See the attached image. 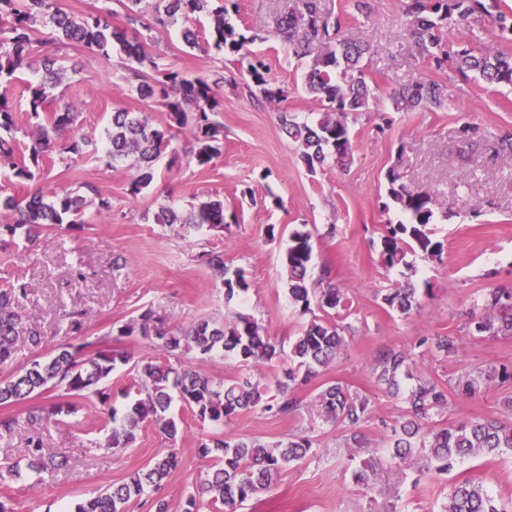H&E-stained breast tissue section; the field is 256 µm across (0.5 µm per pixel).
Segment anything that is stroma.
<instances>
[{"mask_svg":"<svg viewBox=\"0 0 512 512\" xmlns=\"http://www.w3.org/2000/svg\"><path fill=\"white\" fill-rule=\"evenodd\" d=\"M230 21L256 33L270 30L278 16L298 7L299 0H235ZM324 10L342 15L345 33L367 39L372 47L368 71L378 87L370 111L349 115L354 145L344 167L325 165L309 173L282 131L279 110L306 118L319 104L302 88L304 66L289 59L278 39L256 40L250 49L270 69L276 85L285 88V105L253 101L243 91L245 76L232 56L211 47L190 48L182 38L183 24L146 37L148 50L160 63L188 77L223 74V109L214 121L223 127L224 147L205 167L193 160L189 138L176 136L156 165L153 183L137 199L127 194L134 169L108 166L103 157L104 131L114 108L147 113L156 126L168 114L160 100H142L128 65L119 55L104 58L80 45L57 50L70 71L52 90L46 113L70 104L80 118L64 129L52 149L39 159L36 177L13 183L12 193L34 191L52 196L61 190L98 188L112 202L108 213L88 208L82 224L46 232L38 247L27 248L23 234H0V288L25 285L14 304L25 325L42 337L32 347L19 337L10 359L0 362V380L16 376L32 360L58 346L80 339L95 349L126 352L129 364L117 365L109 388L110 405L124 409L126 396L136 393L140 378L136 361L166 360L140 333L118 336L119 327L135 323L144 311L165 317L179 331L211 319L254 316L281 347L278 359L244 369L238 360L214 353L181 355L182 365L196 368L217 382H231L243 371L268 383L291 365L287 356L308 318L291 304L283 282L281 259L288 235L300 225L313 233L312 281L335 283L348 299L336 319L344 326L345 343L336 360L307 384L297 387L301 410L275 416L260 408L241 411L229 424L203 421L180 402L171 412L181 425L169 440L152 424H144L131 447L107 450L109 431L105 405L90 393L77 414L36 424L46 449L69 460V468L36 481L0 477V492L8 493L14 512H60L81 498L126 481L149 461L176 448L181 466L163 484L160 495L170 512H183L185 501L210 467L198 454L202 441L216 435L256 438L274 445L295 435L310 436L315 455L288 465L277 483L243 506L241 512H440L453 482L480 481L496 499H512V454L471 456L445 476L417 478L413 471H396L387 460V427L407 411L402 397L386 392L373 376L379 351L404 348L411 352L418 373L452 388L468 372L512 369V335H480L472 319L483 316L482 295L497 286L512 287V165L495 156L497 140L512 133V89L487 86L480 79L462 78L454 68L429 69L409 34L407 0H372L370 16L354 8V0H320ZM38 69L26 70L9 91L14 102L16 157L28 159L31 134L37 124L27 107V86L39 79ZM428 77L441 83L446 109L399 112L389 97L393 86ZM475 127L473 146H461L458 130ZM82 150L68 152L72 141ZM398 166L403 182L431 193L437 215L430 237L442 246L440 258H425L421 250L407 256L408 267L386 270L380 243L386 225L400 213L387 207L385 174ZM222 199L233 221L224 229L189 233L180 225L159 224L161 205L188 211L202 196ZM205 253L222 255L229 271H243L250 283L246 295L226 300L221 279L202 261ZM412 283L419 306L404 315L383 301L390 288ZM80 332H72V320ZM451 334L460 340L458 353L437 357L426 338ZM341 382L370 401L371 418L361 428L364 445H348L345 428L315 420L312 406L329 383ZM512 383L493 381L479 397L449 396L448 407L429 419L437 426L472 418H506ZM375 464L371 487L355 483L353 472L363 463Z\"/></svg>","mask_w":512,"mask_h":512,"instance_id":"obj_1","label":"stroma"}]
</instances>
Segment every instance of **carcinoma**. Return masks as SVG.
Segmentation results:
<instances>
[{"label":"carcinoma","instance_id":"obj_1","mask_svg":"<svg viewBox=\"0 0 512 512\" xmlns=\"http://www.w3.org/2000/svg\"><path fill=\"white\" fill-rule=\"evenodd\" d=\"M498 7V0H408L406 15L409 32L428 67L442 70L452 64L462 75L477 73L491 85L512 86V56L490 53L475 43L449 51L443 30L482 13L490 18L492 31L499 38L512 41V12L491 13L486 2ZM127 11L131 29L113 28L104 14L75 17L58 7L55 0H0V130L11 131L13 105L9 87L19 74L32 67L40 58L41 79L27 87L28 105L34 118H40L47 93L66 77L67 69L49 50L38 52V46L56 43H78L105 57L119 51L144 69L137 92L143 99L159 98L168 112V126L150 123L138 112L117 108L112 112L111 125L106 131L108 163H130L137 172L130 194L135 196L154 180V166L168 149L172 129L190 128L193 137L192 155L205 166L221 152L222 131L211 115L220 111L222 102L217 90L224 76L209 81L193 79L180 72L160 66L157 58L146 53L141 30L165 29L178 19H188L200 12L209 18L213 45L228 54L238 56L241 70L249 77L245 83L248 94L258 100L280 102L283 91L274 86L266 63L243 51L246 44L259 38L258 33L246 35L227 19L228 9L220 5L208 10L209 0H157L151 19L144 20L143 0H116ZM304 10H293L282 18L274 37L282 43L288 57L301 62L310 59L303 74L307 93L320 105L312 121L298 117L284 108L280 111L282 130L296 146L297 158L314 173L328 163L345 166L352 159L353 145L347 117L366 112L374 99L368 80L367 62L370 43L344 33L342 18L325 13L316 0H303ZM46 31L45 42L34 38L39 29ZM396 106L407 112L432 111L443 105L440 83L421 77L409 84L392 88ZM79 113L66 105L47 122L36 125L30 146V160L39 164V157L49 146L53 134L76 125ZM9 169L17 179L31 181L34 173L25 162L14 160L13 143L0 135V170ZM388 196L405 215V221L389 227L382 239V265L388 269L407 265L406 255L416 244L429 258L439 255L441 245L432 241L429 225L434 223L432 196L426 191H413L402 181L394 167L386 174ZM93 197L64 192L48 200L33 192L18 198L0 187V208L14 215V223L3 224V230L14 234L24 230L25 239L33 244L55 224H82L86 209L94 204L97 212H109L112 203L88 187ZM159 224H183L199 231L205 227H224V201L208 197L192 207L186 216L170 205L160 206L156 215ZM313 256L312 233L297 228L290 233V244L283 256L291 303L304 313L315 305L323 312L345 306L346 296L332 283L323 288L309 284V269ZM207 264L224 283V296L231 300L249 290L243 271L227 276L223 258L210 254ZM25 293L22 286L0 289V361L12 356L17 336L24 335L34 346L41 336L22 324L12 311L17 294ZM383 301L402 314L418 306L416 289L399 285L389 289ZM487 315L474 322V330L490 336L512 334V288H491L483 295ZM150 337L156 347L172 356L187 349L201 356L220 352L249 367L275 360L280 350L264 327L251 315L239 314L225 323L202 321L181 334H176L165 319L150 310L139 317L138 326L128 325L119 335L134 331ZM344 343L342 326L337 321L313 317L296 336L289 358L293 367L285 372V380L276 382L274 394L249 376L230 384L217 383L206 374L181 363H157L141 360L136 363L140 374L137 398L132 400L121 418L116 411L109 413L112 430L109 447L127 448L136 432L146 422L153 424L176 440L179 425L170 414L172 392H177L184 405L201 420L230 423L240 411L259 407L265 412L286 416L297 411L301 402L294 396L295 386L308 382L318 369L332 363ZM84 342L67 343L54 354L33 361L22 373L0 381V404L23 403L35 395L54 388L65 391L67 400L52 406L56 415H72L80 410L78 399L85 392L101 393L119 363H129L122 353L98 350L86 351ZM457 337L438 335L431 339V348L443 359L457 354ZM376 382L393 395L399 394L401 376L412 373L411 356L404 349H386L375 360ZM483 373H466L453 387L461 399H472L483 392ZM407 415L391 427L388 455L399 467H412L426 475L446 474L463 458L477 455L502 456L512 454V423L497 418L458 421L444 426L428 427L424 420L448 408V390L437 381L421 376L405 397ZM317 419L336 424L350 432V441L363 447L360 427L369 419V400L339 382L327 385L315 400ZM42 419L34 412L24 419L15 415L0 416V436L22 433L26 425ZM28 461L26 469L41 473L62 469L66 460L46 453L43 441L27 435ZM199 454L213 461L206 477L195 485L194 493L185 502L184 512H199L200 503L220 504L237 512L242 504L258 497L274 485L285 468L316 453L307 436L290 438L285 443L269 446L258 439H224L213 437L200 444ZM180 465L175 449L153 459L145 468L131 475L128 481L114 484L77 502L72 512H126V505L135 498L146 496L147 489L156 490ZM442 512H512V503L502 505L482 484L473 481L455 483L448 491V504Z\"/></svg>","mask_w":512,"mask_h":512}]
</instances>
